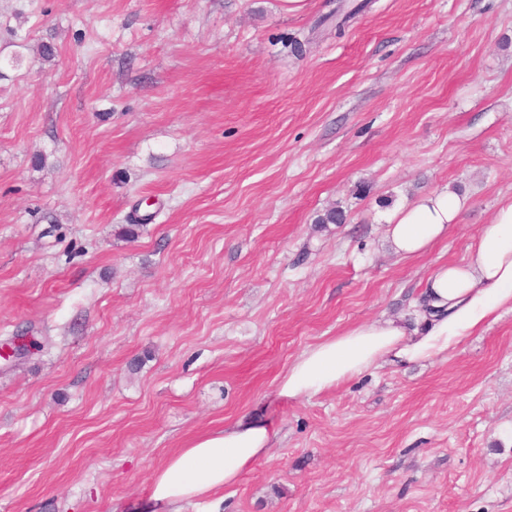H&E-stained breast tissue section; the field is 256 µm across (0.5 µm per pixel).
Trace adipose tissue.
Segmentation results:
<instances>
[{"label": "adipose tissue", "mask_w": 512, "mask_h": 512, "mask_svg": "<svg viewBox=\"0 0 512 512\" xmlns=\"http://www.w3.org/2000/svg\"><path fill=\"white\" fill-rule=\"evenodd\" d=\"M465 204V197L448 190L424 195L390 214L386 239L400 257H418L447 236ZM504 309L512 310V200L497 206L462 261L431 273L416 320L364 321L308 347L289 364L277 394L313 396L385 362L436 360ZM276 438L268 422L248 417L194 438L154 471L143 512H183L199 502L206 512H221L224 489L264 457Z\"/></svg>", "instance_id": "obj_1"}]
</instances>
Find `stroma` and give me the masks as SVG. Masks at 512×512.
Instances as JSON below:
<instances>
[{
    "mask_svg": "<svg viewBox=\"0 0 512 512\" xmlns=\"http://www.w3.org/2000/svg\"><path fill=\"white\" fill-rule=\"evenodd\" d=\"M352 2L0 0V348L28 346L0 358V512L144 501L246 415L279 439L223 512H512V310L276 395L512 199V0H366L337 33ZM445 188L457 224L401 259L389 214Z\"/></svg>",
    "mask_w": 512,
    "mask_h": 512,
    "instance_id": "1",
    "label": "stroma"
}]
</instances>
